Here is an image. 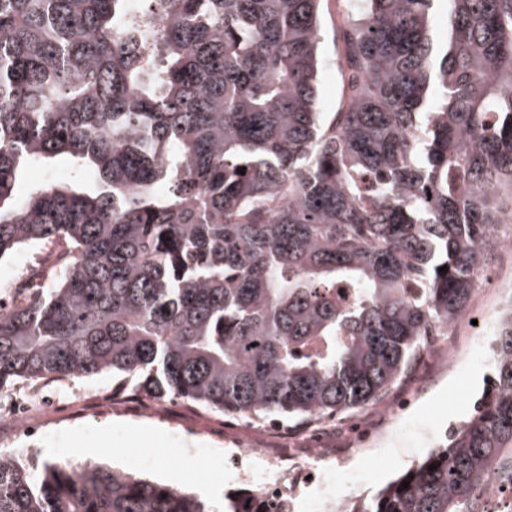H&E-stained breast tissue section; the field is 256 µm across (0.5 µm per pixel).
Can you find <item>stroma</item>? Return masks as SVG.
I'll use <instances>...</instances> for the list:
<instances>
[{
    "mask_svg": "<svg viewBox=\"0 0 512 512\" xmlns=\"http://www.w3.org/2000/svg\"><path fill=\"white\" fill-rule=\"evenodd\" d=\"M335 12H326L321 30L319 110L335 111L341 94V74L332 64L338 59ZM445 348L421 355L407 373L376 404L337 416L333 421L285 422L270 427L268 420L218 413L182 400L153 401L104 373L73 382L43 380L18 382L0 388V405L15 399L28 402L56 397L49 416L63 431L57 438L39 439L33 446L40 459H63L74 464L97 462L125 469L129 453L154 459L155 467L142 478L190 492L205 501L251 503L255 496L245 478L226 472L224 452L242 445L258 449L266 458L307 460L312 434L328 447L346 453L358 433L376 435L384 455L366 454L360 461L366 472L356 495L376 493L386 482L443 443L450 427L474 411L486 381L492 377L487 355L474 353L455 374H446ZM413 406L398 420L390 414L405 397ZM194 433L191 441L175 439L177 428Z\"/></svg>",
    "mask_w": 512,
    "mask_h": 512,
    "instance_id": "stroma-1",
    "label": "stroma"
}]
</instances>
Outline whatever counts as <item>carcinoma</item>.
I'll list each match as a JSON object with an SVG mask.
<instances>
[{
    "label": "carcinoma",
    "mask_w": 512,
    "mask_h": 512,
    "mask_svg": "<svg viewBox=\"0 0 512 512\" xmlns=\"http://www.w3.org/2000/svg\"><path fill=\"white\" fill-rule=\"evenodd\" d=\"M149 2L157 26L129 0H0V261L64 260L0 307V387L111 373L303 423L377 403L467 309L512 203V0H334L326 120L328 0ZM61 159L75 180L18 194ZM493 369L445 445L344 512H487V486L512 489V319ZM0 512L210 510L98 464L0 458ZM329 1V12L324 10L321 30L320 56L322 59L321 86L319 96V112H323L324 119L328 118L329 112L336 111V105L341 94V74L337 67L338 48L336 46V6ZM335 63V69L329 70L328 64Z\"/></svg>",
    "instance_id": "1"
}]
</instances>
